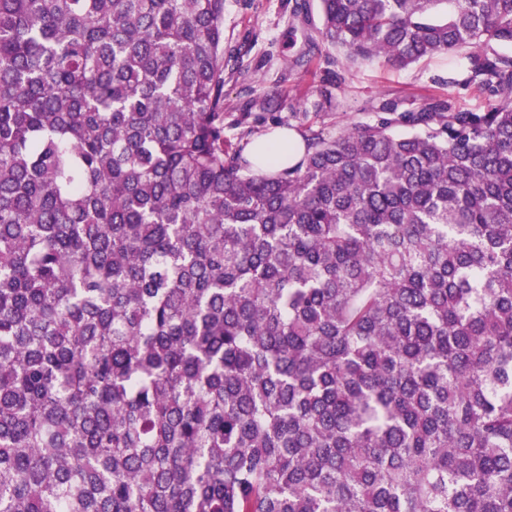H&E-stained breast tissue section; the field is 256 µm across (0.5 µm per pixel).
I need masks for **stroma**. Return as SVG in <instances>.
Wrapping results in <instances>:
<instances>
[{
  "label": "stroma",
  "mask_w": 512,
  "mask_h": 512,
  "mask_svg": "<svg viewBox=\"0 0 512 512\" xmlns=\"http://www.w3.org/2000/svg\"><path fill=\"white\" fill-rule=\"evenodd\" d=\"M295 0H224L225 69L224 137L232 145L276 126L336 133L372 120L370 107L382 99L400 98L422 105L434 94L453 92L467 108L484 104V94L449 88L443 59H424L405 69L377 61L337 71L324 62L309 70H289V32L295 22ZM331 85L340 107L317 111L316 91Z\"/></svg>",
  "instance_id": "obj_1"
}]
</instances>
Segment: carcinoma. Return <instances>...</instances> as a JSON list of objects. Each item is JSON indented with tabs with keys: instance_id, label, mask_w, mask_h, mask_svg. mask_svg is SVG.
<instances>
[{
	"instance_id": "obj_1",
	"label": "carcinoma",
	"mask_w": 512,
	"mask_h": 512,
	"mask_svg": "<svg viewBox=\"0 0 512 512\" xmlns=\"http://www.w3.org/2000/svg\"><path fill=\"white\" fill-rule=\"evenodd\" d=\"M318 10L487 102L263 172L224 0H0V512H512V0Z\"/></svg>"
}]
</instances>
